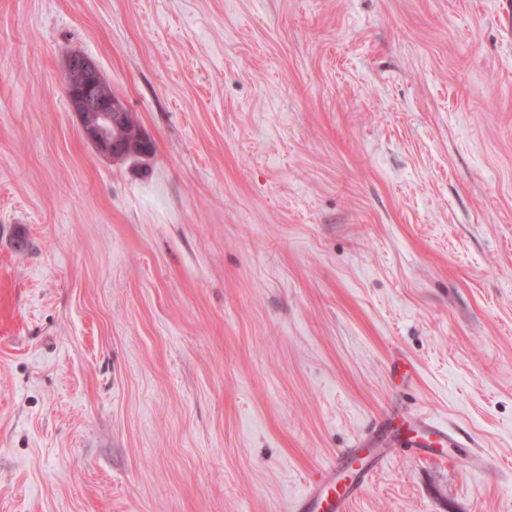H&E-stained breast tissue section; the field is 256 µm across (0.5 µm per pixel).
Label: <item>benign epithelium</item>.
<instances>
[{"mask_svg": "<svg viewBox=\"0 0 512 512\" xmlns=\"http://www.w3.org/2000/svg\"><path fill=\"white\" fill-rule=\"evenodd\" d=\"M65 97L83 137L101 153L117 160L152 154L153 141L91 57L74 53L67 59Z\"/></svg>", "mask_w": 512, "mask_h": 512, "instance_id": "1", "label": "benign epithelium"}]
</instances>
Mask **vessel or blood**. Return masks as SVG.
Returning a JSON list of instances; mask_svg holds the SVG:
<instances>
[{
	"mask_svg": "<svg viewBox=\"0 0 512 512\" xmlns=\"http://www.w3.org/2000/svg\"><path fill=\"white\" fill-rule=\"evenodd\" d=\"M410 422L411 431L405 440L407 448L434 457L441 456L443 449L448 448L453 460H466V452L447 426L424 414L411 416ZM391 430L392 417L384 415L365 439L337 452L330 463L307 479L304 491L292 505V512H348L370 474L381 465L383 455L377 444L388 441Z\"/></svg>",
	"mask_w": 512,
	"mask_h": 512,
	"instance_id": "1",
	"label": "vessel or blood"
}]
</instances>
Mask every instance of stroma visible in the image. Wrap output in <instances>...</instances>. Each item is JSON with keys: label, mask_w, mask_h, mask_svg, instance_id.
I'll return each mask as SVG.
<instances>
[{"label": "stroma", "mask_w": 512, "mask_h": 512, "mask_svg": "<svg viewBox=\"0 0 512 512\" xmlns=\"http://www.w3.org/2000/svg\"><path fill=\"white\" fill-rule=\"evenodd\" d=\"M385 407L469 457L350 512H512L502 0H0V512H291ZM65 97L83 137L101 153L117 160L152 154L153 141L91 57L74 53L67 59Z\"/></svg>", "instance_id": "1"}]
</instances>
